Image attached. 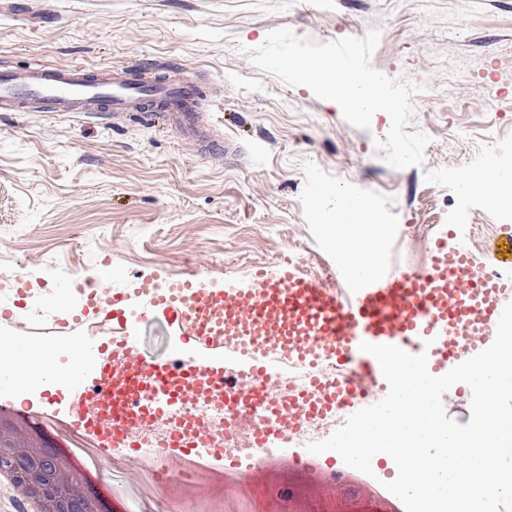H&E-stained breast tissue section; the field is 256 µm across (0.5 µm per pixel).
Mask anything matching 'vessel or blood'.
Returning a JSON list of instances; mask_svg holds the SVG:
<instances>
[{"label": "vessel or blood", "instance_id": "obj_1", "mask_svg": "<svg viewBox=\"0 0 512 512\" xmlns=\"http://www.w3.org/2000/svg\"><path fill=\"white\" fill-rule=\"evenodd\" d=\"M199 99L193 82L164 74L146 79L129 72L107 80L77 65L0 69V112H19L33 102L46 112L120 115L146 111L155 101L170 127L184 129ZM336 278L332 288L274 263L246 288H219L193 274L163 288L143 283L140 302L123 292L94 297L83 288L82 304L61 299L48 331L36 337L43 347L63 343L76 352L63 376L71 396L65 418L74 433L109 459L137 454L134 429L165 419L164 455L178 459L211 453L209 425L189 414L192 402L248 398L281 416L347 414L389 390L361 343L426 353L441 376L492 344L502 310L512 302V280L484 278L479 262L463 244L449 245L444 230L429 267L392 265L364 274L340 260ZM160 317L184 348L155 361L141 354L130 329ZM325 361L345 365V373L328 381L312 377L306 392L280 401L275 378L281 367ZM242 364L247 372H239Z\"/></svg>", "mask_w": 512, "mask_h": 512}]
</instances>
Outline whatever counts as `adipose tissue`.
<instances>
[{
	"mask_svg": "<svg viewBox=\"0 0 512 512\" xmlns=\"http://www.w3.org/2000/svg\"><path fill=\"white\" fill-rule=\"evenodd\" d=\"M336 204L358 215L359 221L349 224L344 218H337L330 238L331 245L337 247L340 254L346 256L356 270L381 272L382 265L377 255L365 248L368 240L380 235L375 223L374 202L367 197L348 201L340 196L337 197Z\"/></svg>",
	"mask_w": 512,
	"mask_h": 512,
	"instance_id": "1",
	"label": "adipose tissue"
}]
</instances>
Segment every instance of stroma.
<instances>
[{
  "mask_svg": "<svg viewBox=\"0 0 512 512\" xmlns=\"http://www.w3.org/2000/svg\"><path fill=\"white\" fill-rule=\"evenodd\" d=\"M287 27L319 43L380 32L371 64L433 91L411 130L422 164L396 169L369 129L304 86L257 69L249 49ZM92 66L105 76L177 66L201 87L195 131L139 115L0 112V289L48 295L71 275L112 290L193 273L243 283L303 252L329 270L335 195L365 193L387 239L443 224L483 170V133L512 153V0H0V69ZM238 151L225 153L224 139Z\"/></svg>",
  "mask_w": 512,
  "mask_h": 512,
  "instance_id": "obj_1",
  "label": "stroma"
}]
</instances>
